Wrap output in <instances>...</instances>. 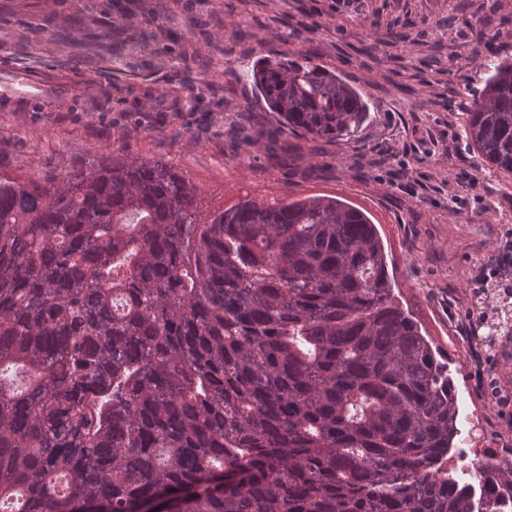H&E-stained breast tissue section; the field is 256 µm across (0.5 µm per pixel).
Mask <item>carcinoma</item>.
I'll use <instances>...</instances> for the list:
<instances>
[{
	"label": "carcinoma",
	"instance_id": "1",
	"mask_svg": "<svg viewBox=\"0 0 512 512\" xmlns=\"http://www.w3.org/2000/svg\"><path fill=\"white\" fill-rule=\"evenodd\" d=\"M463 136L512 174V61ZM253 80L277 131L339 144L368 108L305 58ZM172 165L124 148L0 175V512H512V460L444 468L448 365L395 303L376 225L336 198L202 217ZM486 341L512 335V304Z\"/></svg>",
	"mask_w": 512,
	"mask_h": 512
}]
</instances>
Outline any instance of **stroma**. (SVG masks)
<instances>
[{"mask_svg": "<svg viewBox=\"0 0 512 512\" xmlns=\"http://www.w3.org/2000/svg\"><path fill=\"white\" fill-rule=\"evenodd\" d=\"M478 48L512 60V0H0V174L27 183L122 147L173 165L206 215L247 196L363 210L449 368L461 478L473 449L512 459V338L475 339V276L512 245V174L460 138L487 78ZM263 56L355 86L358 138L271 137L250 77Z\"/></svg>", "mask_w": 512, "mask_h": 512, "instance_id": "obj_1", "label": "stroma"}]
</instances>
